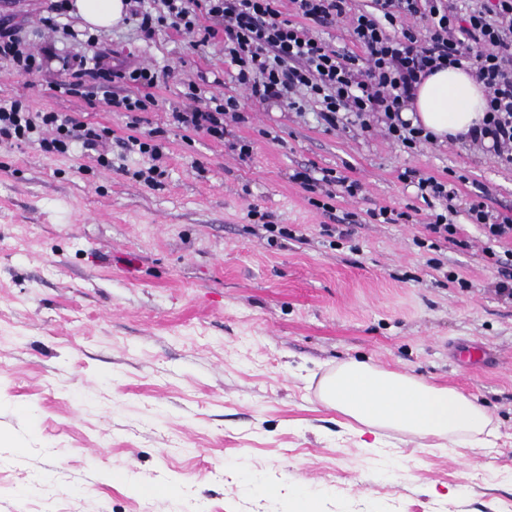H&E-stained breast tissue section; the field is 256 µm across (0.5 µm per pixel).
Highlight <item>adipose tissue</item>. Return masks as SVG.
<instances>
[{"label": "adipose tissue", "mask_w": 512, "mask_h": 512, "mask_svg": "<svg viewBox=\"0 0 512 512\" xmlns=\"http://www.w3.org/2000/svg\"><path fill=\"white\" fill-rule=\"evenodd\" d=\"M69 8L91 30L109 29L127 14L125 0H71ZM485 108L484 87L470 70L447 67L421 81L405 117L443 142L479 126ZM319 392L326 406L364 426L377 445L378 430L386 428L469 448L485 445L492 434L489 416L475 399L367 361L352 360L330 371Z\"/></svg>", "instance_id": "adipose-tissue-1"}]
</instances>
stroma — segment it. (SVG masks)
<instances>
[{
	"instance_id": "stroma-1",
	"label": "stroma",
	"mask_w": 512,
	"mask_h": 512,
	"mask_svg": "<svg viewBox=\"0 0 512 512\" xmlns=\"http://www.w3.org/2000/svg\"><path fill=\"white\" fill-rule=\"evenodd\" d=\"M98 48L173 73L140 124L161 132L157 183L121 146L129 113L52 88L58 63L19 75L0 62V103L76 116L113 141L108 168L79 144H0V512H285L303 485L321 512H512V298L496 292L495 262L512 240L489 241L468 215L478 200L512 216V165L259 104L218 43L144 41L124 22ZM212 96L238 101L231 136L250 157L172 124ZM407 170L454 183L457 243L419 247L433 210ZM298 171L339 177L335 198ZM381 207L400 220H373ZM269 223L289 237L268 245ZM348 224L351 238L325 232ZM353 358L476 396L495 443L448 450L390 431L361 447L319 397Z\"/></svg>"
}]
</instances>
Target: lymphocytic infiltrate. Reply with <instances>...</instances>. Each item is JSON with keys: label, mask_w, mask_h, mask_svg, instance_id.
Instances as JSON below:
<instances>
[{"label": "lymphocytic infiltrate", "mask_w": 512, "mask_h": 512, "mask_svg": "<svg viewBox=\"0 0 512 512\" xmlns=\"http://www.w3.org/2000/svg\"><path fill=\"white\" fill-rule=\"evenodd\" d=\"M279 2L128 0V12L146 39L163 28L190 35L198 47L223 36L224 62L234 81L259 103L298 111L310 101L328 127L350 124L366 133L378 126L410 149L430 139L403 117L417 84L439 68H467L487 92L483 121L467 141L476 148L490 147L501 163L512 165V0H372L373 10L358 12L352 11L350 0H292L293 21ZM417 17L426 20L425 29L412 26ZM339 21L347 24L361 55L340 52L311 30L315 24ZM55 56L50 43L23 50L19 27L10 19L0 20V60L12 61L18 73L42 71L46 59ZM60 59L62 86L68 92L116 82L144 88L140 97L109 99L110 107L130 113L148 110L154 102L150 90L162 78L152 67L102 52L69 53ZM241 119L232 98L171 115L177 127L217 141L223 140L228 122ZM34 139L47 154L68 153L79 140L96 152L100 166L112 164L109 128L62 112L35 110L21 99L0 105V143L19 146ZM416 186L426 203L442 208L430 233L454 241L457 228L443 211L454 197L447 182L421 177Z\"/></svg>", "instance_id": "lymphocytic-infiltrate-1"}]
</instances>
